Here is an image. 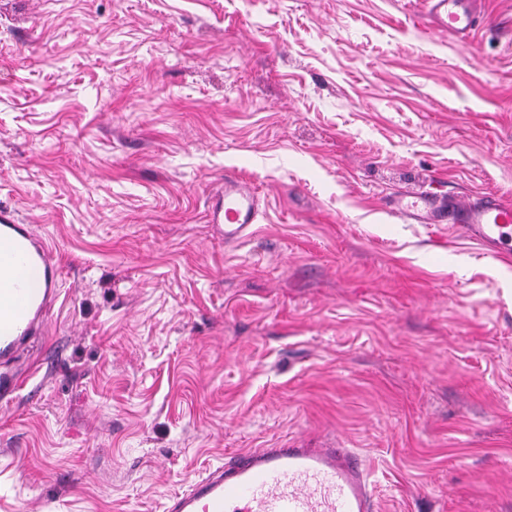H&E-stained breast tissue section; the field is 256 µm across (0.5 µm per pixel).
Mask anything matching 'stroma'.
<instances>
[{"label": "stroma", "mask_w": 512, "mask_h": 512, "mask_svg": "<svg viewBox=\"0 0 512 512\" xmlns=\"http://www.w3.org/2000/svg\"><path fill=\"white\" fill-rule=\"evenodd\" d=\"M0 0V207L61 297L0 403V512H165L339 441L381 512H512V260L384 195L512 200V0ZM228 171L261 199L225 242ZM473 0H425V17L432 29L457 39L468 38L478 28Z\"/></svg>", "instance_id": "stroma-1"}]
</instances>
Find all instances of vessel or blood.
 <instances>
[{
  "label": "vessel or blood",
  "instance_id": "1",
  "mask_svg": "<svg viewBox=\"0 0 512 512\" xmlns=\"http://www.w3.org/2000/svg\"><path fill=\"white\" fill-rule=\"evenodd\" d=\"M432 29L465 39L478 27L472 0H424ZM392 213L416 224H459L488 254H512V202L494 193L462 200L434 190L384 198ZM260 215L258 198L235 173L224 176L207 217L224 239H246ZM61 295L56 251L12 210L0 208V401L21 378L11 365L44 329ZM167 512H379L366 459L348 448H252L172 498Z\"/></svg>",
  "mask_w": 512,
  "mask_h": 512
}]
</instances>
